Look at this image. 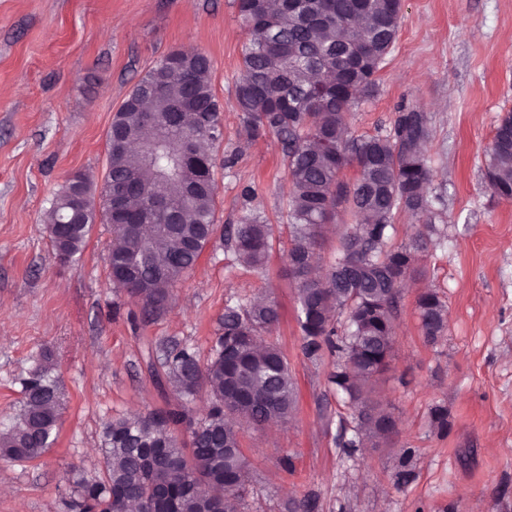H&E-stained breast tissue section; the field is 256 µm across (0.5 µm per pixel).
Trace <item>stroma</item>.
I'll return each mask as SVG.
<instances>
[{"mask_svg": "<svg viewBox=\"0 0 512 512\" xmlns=\"http://www.w3.org/2000/svg\"><path fill=\"white\" fill-rule=\"evenodd\" d=\"M247 38L234 0H0V419L21 380L51 351L65 404L58 441L34 461L0 459L10 490L0 512H67L71 464L102 472L108 421L178 403L165 354L191 348L207 363L224 309L269 294L297 402L281 429L243 427L248 492L239 512H512V199L485 181L486 150L512 110V0H404L396 41L374 93L352 106L353 136L386 133L403 109L431 120L430 195L442 243L416 254L417 276L393 315L389 365L373 398L388 438L342 445L358 418L331 383L339 358L307 355L289 272L287 160L277 137L247 139L234 107ZM201 50L224 104L214 152L217 233L152 318L114 287L112 227L93 225L76 260L60 263L46 226L50 200L74 172L101 184L106 133L138 80L175 50ZM272 226L262 269L226 240L246 213ZM447 309L436 341L420 328L418 296Z\"/></svg>", "mask_w": 512, "mask_h": 512, "instance_id": "1", "label": "stroma"}]
</instances>
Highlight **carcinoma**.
Segmentation results:
<instances>
[{"label":"carcinoma","mask_w":512,"mask_h":512,"mask_svg":"<svg viewBox=\"0 0 512 512\" xmlns=\"http://www.w3.org/2000/svg\"><path fill=\"white\" fill-rule=\"evenodd\" d=\"M355 0H236L249 38L235 106L247 132L274 134L288 160L291 274L298 285V322L305 352L324 348L344 357L332 376L366 410L364 435L388 434L370 385L388 365L392 313L401 286L416 273L414 249L440 236L426 194L432 135L423 113H399L384 135L355 138L347 106L375 89V76L399 31L401 13L390 0H368L367 22H351ZM160 84L159 99L142 94ZM224 104L213 89L203 51L155 64L115 113L108 136V165L101 197L112 209L96 211L98 196L84 176L68 178L54 196L47 229L56 256L81 255L96 219L112 225L119 244L109 268L113 284L143 301L153 316L216 234L217 186L212 148L223 134ZM485 178L500 197L512 196V113H505L487 149ZM353 166L357 177L340 179ZM348 204L353 222L340 235L324 277L310 272L321 229ZM404 209L422 224L409 244L391 243L394 212ZM271 225L249 213L228 231L239 261L258 269L266 261ZM421 330L430 341L446 328L447 309L434 292L418 298ZM345 316L340 322L337 317ZM279 319L277 302L258 298L224 309L215 353L202 365L187 348L166 354L167 378L185 401L165 415L115 418L103 440V476L73 480L70 512H236L245 492L247 461L232 419L261 426L286 421L295 402L288 363L261 332ZM52 354L45 352L22 380L19 412L0 421V458L34 460L58 437L63 403ZM206 390L210 406L198 422L186 404ZM184 424L190 443L173 427Z\"/></svg>","instance_id":"obj_1"}]
</instances>
